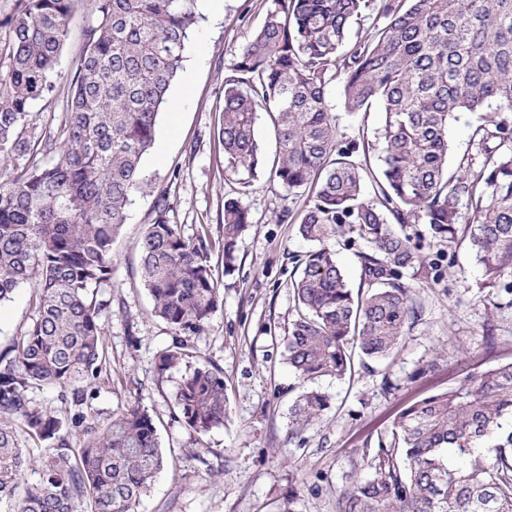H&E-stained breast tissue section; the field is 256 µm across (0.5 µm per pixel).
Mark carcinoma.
<instances>
[{
    "instance_id": "obj_1",
    "label": "carcinoma",
    "mask_w": 512,
    "mask_h": 512,
    "mask_svg": "<svg viewBox=\"0 0 512 512\" xmlns=\"http://www.w3.org/2000/svg\"><path fill=\"white\" fill-rule=\"evenodd\" d=\"M74 0H23L8 20L9 67L0 74V163L39 154L0 177V302L35 283L36 311L0 350V512H137L168 463L153 416L139 404L101 420L88 412L106 372L98 298L112 280V244L141 185V162L197 23V0H101L84 31L62 135H32V103L69 37ZM385 20L349 39L365 10ZM224 83L218 141L249 183L264 164L255 138L261 106L278 144L274 174L307 194L298 232L317 247L292 282L297 319L288 363L302 381L352 374V348L381 360L402 343L416 306L403 272H427L422 250L396 225L423 222L448 247L465 246L512 308V123L490 117L471 153L448 171L449 123L459 112H512V0H271ZM385 113L374 196L364 195L369 146H344L327 99ZM468 216H462L460 205ZM137 249L153 313L183 337L157 355L163 375L189 355L220 304L210 254L235 270L251 222L240 198L224 200L223 238L184 239L170 222L165 188ZM355 233L371 245L358 259L362 289L348 287L327 242ZM55 389L67 412L34 403ZM330 406L307 389L290 417L299 435ZM173 410L200 434L224 421V378L206 365L182 377ZM75 436L79 447L69 438ZM491 437V447L483 441ZM371 476L356 478L339 512H512V362L404 408L372 451ZM38 475L22 484L28 472Z\"/></svg>"
}]
</instances>
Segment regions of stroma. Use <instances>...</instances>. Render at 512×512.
Here are the masks:
<instances>
[{
	"instance_id": "stroma-1",
	"label": "stroma",
	"mask_w": 512,
	"mask_h": 512,
	"mask_svg": "<svg viewBox=\"0 0 512 512\" xmlns=\"http://www.w3.org/2000/svg\"><path fill=\"white\" fill-rule=\"evenodd\" d=\"M270 0H197L201 15L160 114L153 147L142 160L146 186L136 192L121 235L112 245L111 301L101 315L109 365L90 408L109 417L129 404L153 416L174 459L143 497L138 512H277L295 494L297 512H339L341 493L370 474L366 449L391 427L405 406L456 386L466 376L512 362V309L496 308L492 289H478L482 271L459 249L433 240L423 223L408 225L412 242L435 267L412 280L419 309L400 348L381 362L355 364L350 377H324L314 389L330 397L329 409L301 435L290 437L289 408L302 383L286 357L296 318L290 283L295 258L311 247L298 233L304 197L289 198L271 173L276 133L265 111L256 114V140L265 158L248 184H240L219 148L216 122L224 106V80L242 46L261 25ZM98 0H76L70 34L53 74L54 93L32 107L36 134L59 132L69 106L83 31L97 16ZM327 97L342 143L369 142L379 170L378 108L349 113L339 86ZM166 187L169 219L187 241L223 234L224 198L240 195L252 221L238 242L239 265L225 273L219 252L211 265L223 304L205 330L193 336L188 366L208 365L224 375L223 423L198 435L174 414L172 393L181 374L158 376L156 354L171 346L173 330L154 317L135 249L154 218V186ZM287 222H279L282 210ZM35 290L20 285L0 303V349L9 347L35 313Z\"/></svg>"
}]
</instances>
